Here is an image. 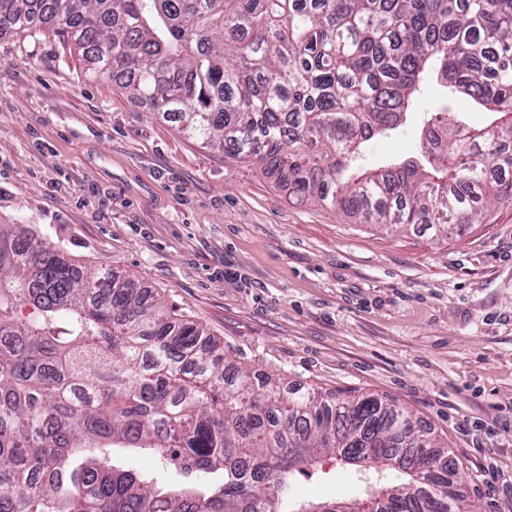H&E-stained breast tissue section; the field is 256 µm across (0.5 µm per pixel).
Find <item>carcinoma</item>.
Instances as JSON below:
<instances>
[{"mask_svg":"<svg viewBox=\"0 0 512 512\" xmlns=\"http://www.w3.org/2000/svg\"><path fill=\"white\" fill-rule=\"evenodd\" d=\"M57 25L95 77L227 158L271 163L300 200L458 231L512 200V0H0V33ZM429 79L446 96L421 155L361 165ZM456 93L499 122L452 121ZM115 448L221 480L157 487ZM325 452L371 455L358 499L394 491L376 512H469L448 494L458 462L406 410L285 390L135 281L0 228V512H310L290 478Z\"/></svg>","mask_w":512,"mask_h":512,"instance_id":"1","label":"carcinoma"}]
</instances>
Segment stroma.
Wrapping results in <instances>:
<instances>
[{"mask_svg": "<svg viewBox=\"0 0 512 512\" xmlns=\"http://www.w3.org/2000/svg\"><path fill=\"white\" fill-rule=\"evenodd\" d=\"M84 70L56 30L0 35V224L134 277L283 387L395 401L461 462L465 504L512 512V202L450 236L362 224ZM439 97L426 88L364 164L417 156ZM359 487L325 454L290 495Z\"/></svg>", "mask_w": 512, "mask_h": 512, "instance_id": "stroma-1", "label": "stroma"}]
</instances>
